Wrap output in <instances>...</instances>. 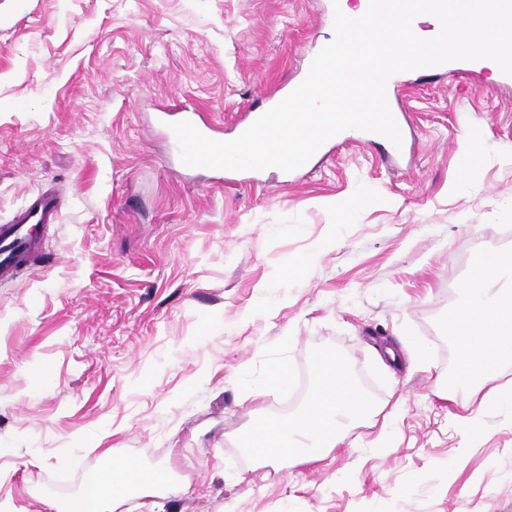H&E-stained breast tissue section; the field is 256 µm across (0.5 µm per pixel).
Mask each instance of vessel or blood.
<instances>
[{"mask_svg":"<svg viewBox=\"0 0 512 512\" xmlns=\"http://www.w3.org/2000/svg\"><path fill=\"white\" fill-rule=\"evenodd\" d=\"M60 205V194L33 195L8 223L0 224V280L14 278L40 250L42 231L56 222Z\"/></svg>","mask_w":512,"mask_h":512,"instance_id":"obj_1","label":"vessel or blood"}]
</instances>
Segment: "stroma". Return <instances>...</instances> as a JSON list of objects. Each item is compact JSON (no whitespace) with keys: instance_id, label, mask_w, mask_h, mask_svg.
Here are the masks:
<instances>
[{"instance_id":"1","label":"stroma","mask_w":512,"mask_h":512,"mask_svg":"<svg viewBox=\"0 0 512 512\" xmlns=\"http://www.w3.org/2000/svg\"><path fill=\"white\" fill-rule=\"evenodd\" d=\"M326 5L0 0V224L64 193L42 256L0 280V512H51L115 458L167 483L112 512H512V405L473 431L441 394L473 256L512 254V79L400 73L401 154L354 133L238 184L180 169L156 122L182 102L231 138L333 40ZM326 354L375 413L316 463L249 455Z\"/></svg>"}]
</instances>
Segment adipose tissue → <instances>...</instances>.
<instances>
[{
    "mask_svg": "<svg viewBox=\"0 0 512 512\" xmlns=\"http://www.w3.org/2000/svg\"><path fill=\"white\" fill-rule=\"evenodd\" d=\"M507 257L488 247L473 260L465 281L463 301L444 323L453 341L458 372L471 394L480 395L481 408L495 406L502 397L496 380L506 363H512V291L499 290ZM317 384L305 410L294 421H266L254 429L252 452L264 460L318 461V449L335 447L338 425L372 413L361 387L346 373L337 356L328 355L318 365ZM154 471L124 461L109 470L86 473L81 492L69 499L64 512H109L117 489L153 479Z\"/></svg>",
    "mask_w": 512,
    "mask_h": 512,
    "instance_id": "ef3b65f1",
    "label": "adipose tissue"
}]
</instances>
